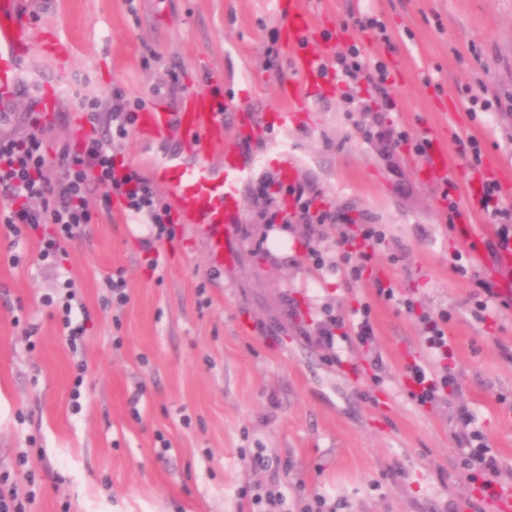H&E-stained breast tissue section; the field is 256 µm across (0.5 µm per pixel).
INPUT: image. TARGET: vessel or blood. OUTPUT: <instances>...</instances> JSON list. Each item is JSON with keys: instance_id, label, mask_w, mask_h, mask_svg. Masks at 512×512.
<instances>
[{"instance_id": "obj_1", "label": "vessel or blood", "mask_w": 512, "mask_h": 512, "mask_svg": "<svg viewBox=\"0 0 512 512\" xmlns=\"http://www.w3.org/2000/svg\"><path fill=\"white\" fill-rule=\"evenodd\" d=\"M275 11L291 48L289 61L294 78L283 87L285 108L259 116V124L268 126L285 124L289 106L295 105L309 86L325 80L322 56L295 49L311 30V15L303 0H276ZM32 40L22 0H0V113L11 109L19 67ZM226 106V100L202 93L186 97L175 109L158 99L140 113L137 123L138 134L172 136L196 149L198 162L172 159L154 169L153 180L166 190L186 222L200 225L210 259L217 265L232 260L229 243L240 189L249 178L239 144L224 133L222 110ZM214 154L222 155L221 166L210 163Z\"/></svg>"}]
</instances>
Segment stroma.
Wrapping results in <instances>:
<instances>
[{"mask_svg":"<svg viewBox=\"0 0 512 512\" xmlns=\"http://www.w3.org/2000/svg\"><path fill=\"white\" fill-rule=\"evenodd\" d=\"M310 51L358 43L382 59L393 112H355L372 103L367 85L331 83L284 127L254 131L245 159L253 179L279 175L287 144L294 181L319 206L385 233L358 282L332 263L338 230L292 224L288 254L268 248L252 187L241 192L234 262L211 264L198 225L177 221L158 254L141 246L151 225L120 210L98 213L55 261L38 259L36 237L11 244L0 233V473L18 495L35 491L34 512H264L254 496L281 491L284 512L314 495L336 512H501L466 480L456 453L464 414L488 445L512 461V292L487 311L483 283L500 286L489 253L474 244L496 226L468 209L471 169L459 144L479 140L482 156L508 171L512 199V0H308ZM34 39L0 137H19L42 89L55 93L44 142L57 156L87 130L83 102L112 104V90L149 96L167 70L172 94L236 97L241 74L256 81L255 112L281 107L292 79L274 0H26ZM372 13L389 42L351 28ZM490 100L491 110L470 105ZM392 124L441 132L465 221L449 222L443 186L422 180L426 159L404 145L385 154L362 127ZM114 153L144 177L172 155L196 161L173 138L130 135ZM466 274L456 272V265ZM122 271L127 300L112 301L107 277ZM74 281L71 319L84 338L71 348L58 309L63 277ZM389 283L413 311L379 298ZM370 305L381 365L354 343L330 349L316 328L328 315L352 319ZM448 311V360L458 388L419 405L406 367L429 364L421 316ZM85 362L83 384L75 365ZM80 398H73V389ZM169 450H162V440ZM27 454L39 484L17 468ZM263 466H254L256 457Z\"/></svg>","mask_w":512,"mask_h":512,"instance_id":"stroma-1","label":"stroma"}]
</instances>
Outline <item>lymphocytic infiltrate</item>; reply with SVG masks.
Returning a JSON list of instances; mask_svg holds the SVG:
<instances>
[{
  "instance_id": "obj_1",
  "label": "lymphocytic infiltrate",
  "mask_w": 512,
  "mask_h": 512,
  "mask_svg": "<svg viewBox=\"0 0 512 512\" xmlns=\"http://www.w3.org/2000/svg\"><path fill=\"white\" fill-rule=\"evenodd\" d=\"M332 80L348 85L366 82L380 94L379 111L392 112L396 103L387 80V67L361 54L357 46L336 53L325 64ZM145 98L129 97L122 88L112 92V105L100 113L97 103L84 105L85 118L92 131L74 148H67L57 158H49L44 147L43 115H28L29 130L20 138H0V229L13 240L38 232L41 225H52L50 234L40 235L38 257L55 260L64 243L81 235L86 225L98 215L89 204L92 189H100L105 205L119 203L127 216L145 218L153 224L152 235L143 241L146 250H158L171 237L175 219L168 204L162 202L151 182L112 152L114 143L128 139L137 125L138 114L145 109ZM262 217L269 224H345L346 214L317 206L314 195L299 184L281 181L261 183ZM291 199V207H281L280 196ZM481 205L497 226L492 251L512 246V207L505 205L495 181L486 180L480 189ZM350 328L358 343L371 348L375 334L369 308L359 317L345 321L336 315L317 327L319 340L334 347L343 328ZM411 383L410 396L420 405L434 404L454 390L455 379L448 371H436L414 363L406 368ZM461 466L470 482L479 485L488 497H496L506 478L512 477L507 463L476 429L462 436L457 450Z\"/></svg>"
}]
</instances>
